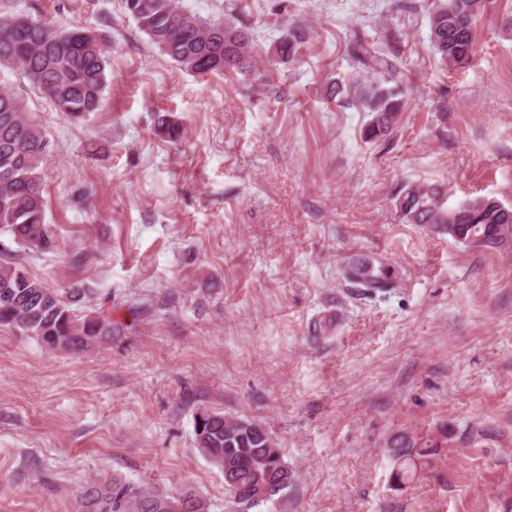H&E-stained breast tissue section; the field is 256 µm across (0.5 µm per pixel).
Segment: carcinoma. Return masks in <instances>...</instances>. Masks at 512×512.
<instances>
[{
    "label": "carcinoma",
    "mask_w": 512,
    "mask_h": 512,
    "mask_svg": "<svg viewBox=\"0 0 512 512\" xmlns=\"http://www.w3.org/2000/svg\"><path fill=\"white\" fill-rule=\"evenodd\" d=\"M138 29L181 70L203 77L253 67L248 30L232 16L203 19L179 8L177 0H124ZM481 0H438L429 16V42L439 62L448 69L468 65L475 53V19ZM74 25L59 29L50 21L24 14H0V66L10 65L38 89L54 108L75 122L100 109L106 87L107 60L101 38L83 36ZM303 36L284 35L268 55L284 63L300 53ZM352 55L366 73L355 92L364 111L372 114L366 136L390 134L404 108L403 72L397 60L375 47L354 41ZM157 133L170 141L181 139L178 123L158 117ZM49 148L42 128L21 109L19 100L0 91V227L14 243L41 251L54 249L55 231L46 220L40 167ZM397 208L410 224H428L462 244L512 249V207L488 205L472 199L455 207L441 191L410 183L398 196ZM344 278L366 288L385 286L382 266L357 255L343 269ZM0 289L11 299L0 301V325L11 326L51 350L70 351L106 336L108 325L97 317L79 319L72 305L86 294L83 287L67 295L33 276L0 248ZM195 443L214 466L238 470L240 494L267 484L284 459L272 434L265 440L240 426V420L208 413L202 427H194ZM394 483L401 487L419 478L423 466L436 454L435 444L415 447L402 440L389 449ZM234 495L245 505L247 501ZM182 498L185 512H211L208 501L191 488L170 493L155 485L114 475L97 479L78 492V512H170L168 502Z\"/></svg>",
    "instance_id": "carcinoma-1"
}]
</instances>
